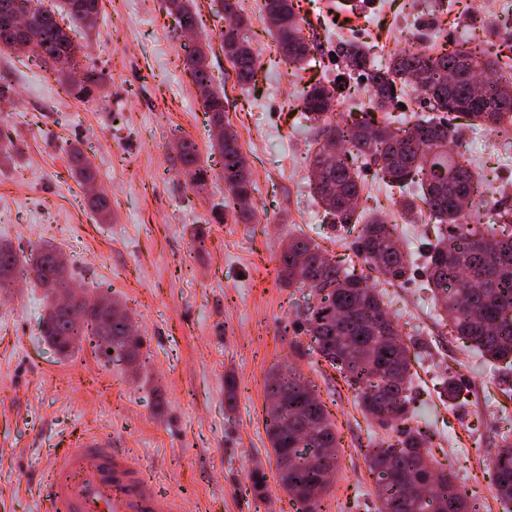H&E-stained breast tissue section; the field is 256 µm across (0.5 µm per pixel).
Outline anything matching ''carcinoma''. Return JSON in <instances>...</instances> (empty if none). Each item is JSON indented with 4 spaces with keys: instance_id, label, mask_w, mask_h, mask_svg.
I'll return each instance as SVG.
<instances>
[{
    "instance_id": "cac0c4a2",
    "label": "carcinoma",
    "mask_w": 512,
    "mask_h": 512,
    "mask_svg": "<svg viewBox=\"0 0 512 512\" xmlns=\"http://www.w3.org/2000/svg\"><path fill=\"white\" fill-rule=\"evenodd\" d=\"M102 0H23L30 16L27 34L43 49L39 61L52 67L59 78L69 82L73 68L57 66V60L77 63L81 45L73 38L77 28L94 29ZM16 0H0V48L12 49L18 31L11 22ZM218 9L233 17L234 24L221 32L225 53L241 86L254 82L257 56L242 37L248 17L240 0H219ZM165 10L175 21L185 20L200 27V17L190 0H166ZM260 11L277 17L269 24L279 52L288 63L303 66L314 49L304 34V18L298 16L294 0H260ZM338 55L351 72L368 82L370 111L359 120H333L345 83L316 82L301 95V118L315 132L316 150L310 158L312 191L323 208L324 219L357 232V256L367 267L382 275L389 285L402 280L412 267L413 255L402 250L397 227L375 213L358 209L364 191L359 165L377 169L385 185L397 191L401 217L416 224L427 211L449 231L438 236L424 252L437 316L452 335L472 345L486 362L512 359V209L500 213L496 224H483L481 206L475 196L481 184L465 156L448 151V140L458 127L457 114L476 125L497 129L512 124V55L456 48L437 52L423 48L398 53L384 68L370 61L369 49L343 43ZM184 67L189 72L211 122L224 128L223 140L211 143L221 156L220 179L229 193L236 221L253 219L251 179L248 160L238 143V134L224 120V95L213 88L208 52L202 46L185 49ZM84 86L72 92L77 99H89L101 91L104 77L91 65L83 73ZM414 84L420 107L436 112L424 114L403 127L391 107L403 87ZM184 171L201 183L210 172L198 160L195 145L184 140L179 151ZM72 174L83 184L98 180L92 161L78 148L70 149ZM92 209L106 220L111 217L109 198L103 191L89 198ZM58 250L43 246L21 256L9 243H0V288L20 276H31L43 289L46 300L41 319V336L63 358L80 350L83 343L105 352L128 345L132 353L141 348L139 339L125 342L127 325L94 310L89 301L78 307L85 314L80 323L57 306L56 268ZM277 279L288 288L310 291L327 285L334 292L296 314V321L283 325V333L300 326L314 343V350L356 391L366 417L387 427L386 445L368 455L371 474L382 481L379 512H473L468 493L457 485L452 473L424 464L430 454L429 437L418 428L405 426L412 418L409 380V347L397 325L384 308L383 293L366 284L355 269L329 256L326 249L303 235H290L277 263ZM267 433L284 491L300 505V512H327L324 496L329 486L323 472L336 467L338 455L300 460L304 427L320 437L319 447L338 448L336 426L326 406L299 373L274 372L266 386ZM493 492L503 508L512 512V441L505 437L493 459Z\"/></svg>"
}]
</instances>
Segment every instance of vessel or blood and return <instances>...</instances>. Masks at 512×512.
Returning a JSON list of instances; mask_svg holds the SVG:
<instances>
[{"mask_svg":"<svg viewBox=\"0 0 512 512\" xmlns=\"http://www.w3.org/2000/svg\"><path fill=\"white\" fill-rule=\"evenodd\" d=\"M45 512H180L147 470L112 445L108 436L71 441L39 490Z\"/></svg>","mask_w":512,"mask_h":512,"instance_id":"b4317fda","label":"vessel or blood"}]
</instances>
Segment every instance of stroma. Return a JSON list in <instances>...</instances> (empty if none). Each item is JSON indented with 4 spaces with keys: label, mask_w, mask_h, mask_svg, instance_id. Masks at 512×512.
Masks as SVG:
<instances>
[{
    "label": "stroma",
    "mask_w": 512,
    "mask_h": 512,
    "mask_svg": "<svg viewBox=\"0 0 512 512\" xmlns=\"http://www.w3.org/2000/svg\"><path fill=\"white\" fill-rule=\"evenodd\" d=\"M259 59L254 85L240 89L220 50L225 21L212 0H195L210 41L215 86L252 170L254 217L237 222L222 182L194 186L178 139L191 140L203 166L218 167L210 122L183 64V43L162 0H102L88 40L90 63L105 74L103 97L80 101L55 74L23 54L0 50V80L17 95L0 103V128L21 150L0 165V242L59 247L84 295L110 291L125 305L142 342L136 364L105 359L86 346L61 358L40 335L41 289L0 288V512H43L38 487L70 440L106 433L114 447L147 466L182 499V512H285L266 431V386L275 369H294L313 385L336 424L340 452L329 512H376V478L367 451L386 440L368 422L353 390L315 354L310 338L283 332L311 301L309 290L281 287L277 257L294 233L311 236L339 259L355 256V234L324 222L309 189L313 136L299 123L298 100L314 81L343 73L340 41L370 46L387 64L405 44L479 50L512 33V0H301L315 39L304 69L280 61L257 0H241ZM82 148L108 192L112 215L98 218L70 174ZM458 150L477 166L486 190L484 223L512 206V126L461 136ZM360 207L398 227L403 250L421 254L433 224L402 223L374 169L362 174ZM422 270L384 296L412 363L414 406L440 467L502 512L490 492L489 465L512 438V364L483 362L450 336L431 309ZM463 391L448 402L440 380ZM234 378L227 408L224 381ZM266 476L262 496L240 497L252 470Z\"/></svg>",
    "instance_id": "35a3bbf8"
}]
</instances>
